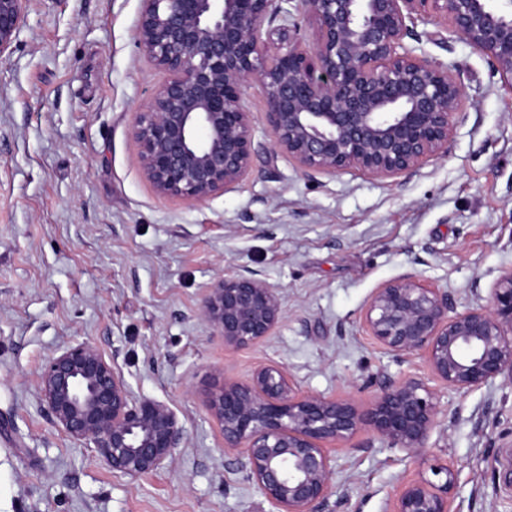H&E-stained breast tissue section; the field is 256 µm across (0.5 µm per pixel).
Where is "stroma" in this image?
Segmentation results:
<instances>
[{
	"label": "stroma",
	"mask_w": 512,
	"mask_h": 512,
	"mask_svg": "<svg viewBox=\"0 0 512 512\" xmlns=\"http://www.w3.org/2000/svg\"><path fill=\"white\" fill-rule=\"evenodd\" d=\"M141 0H28L0 55V512H269L225 457L205 391L286 367L298 386L361 401L417 377L440 396L429 460L456 476L452 512H512V381L455 392L418 354L396 359L362 328L371 292L402 274L487 305L512 271V96L486 58L416 19L408 47L455 65L467 101L445 155L392 179L308 175L273 152L258 82L244 89L258 156L234 189L194 203L143 178L136 112L162 73L141 55ZM227 269L284 296L262 343L226 347L200 317ZM115 359L138 397L166 402L187 436L163 470L112 474L53 425L36 380L63 343ZM321 512H389L420 462L372 441L340 448Z\"/></svg>",
	"instance_id": "obj_1"
}]
</instances>
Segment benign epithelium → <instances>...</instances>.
<instances>
[{
  "mask_svg": "<svg viewBox=\"0 0 512 512\" xmlns=\"http://www.w3.org/2000/svg\"><path fill=\"white\" fill-rule=\"evenodd\" d=\"M315 23L306 47L283 3ZM27 0H0V55ZM434 17L477 49L512 95V0H142L137 44L165 79L136 113L133 135L145 179L163 197L204 202L250 174L257 149L243 91L259 82L275 152L308 173L358 170L393 178L448 152L465 89L453 66L404 44L409 24ZM284 24L275 50L262 33ZM283 295L254 271L228 269L208 289L201 317L224 345L272 336ZM364 330L386 354L422 355L433 376L458 392L512 381V271L488 305L453 311L446 288L400 275L367 299ZM37 393L56 428L112 474L140 477L170 466L186 437L166 403L135 397L114 362L90 342H69L47 360ZM206 407L224 454L272 512H318L335 473L336 448L368 433L427 464L400 486L390 512H450L455 474L426 463L440 414L437 394L415 377L390 380L365 402L302 391L282 365H259L246 383L213 385Z\"/></svg>",
  "mask_w": 512,
  "mask_h": 512,
  "instance_id": "obj_1",
  "label": "benign epithelium"
}]
</instances>
